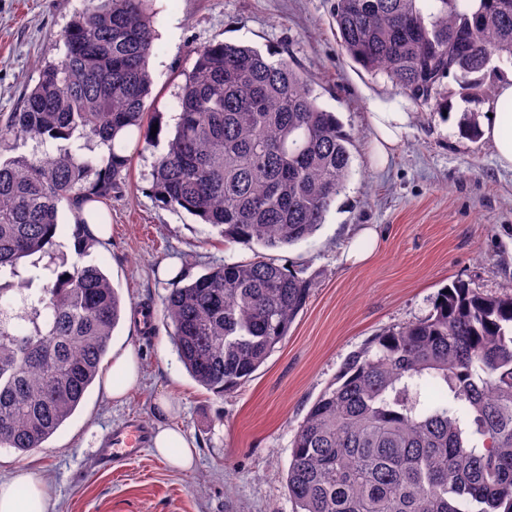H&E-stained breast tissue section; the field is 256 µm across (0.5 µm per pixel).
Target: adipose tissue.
Instances as JSON below:
<instances>
[{"label":"adipose tissue","instance_id":"adipose-tissue-1","mask_svg":"<svg viewBox=\"0 0 512 512\" xmlns=\"http://www.w3.org/2000/svg\"><path fill=\"white\" fill-rule=\"evenodd\" d=\"M512 99V69L499 75L493 94L482 100L480 131L484 141L494 149L499 166L512 171V134H505V127H512V113L500 109L502 101ZM408 115L396 110L379 109L371 115L374 133V155L380 163H387L394 148L400 143ZM112 382L107 387L110 398L118 400L138 385L140 365L133 349L113 353ZM153 447L157 455L173 466L187 469L195 461L194 440L182 429L165 424L158 425ZM53 502L44 481L21 472L11 480L0 482V512H51Z\"/></svg>","mask_w":512,"mask_h":512}]
</instances>
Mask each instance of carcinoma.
Instances as JSON below:
<instances>
[{
	"label": "carcinoma",
	"mask_w": 512,
	"mask_h": 512,
	"mask_svg": "<svg viewBox=\"0 0 512 512\" xmlns=\"http://www.w3.org/2000/svg\"><path fill=\"white\" fill-rule=\"evenodd\" d=\"M342 50L422 107L493 92L512 65V0H335ZM62 58L39 68L0 134L35 143L0 159V448H40L99 377L122 300L76 222L67 263L58 205L109 200L129 146L148 140L147 0H83ZM179 117L150 191L224 239L259 246L164 302L180 362L222 396L288 337L309 283L270 252L312 237L351 177L349 138L290 60L217 42L194 51ZM110 146L109 157L96 147ZM48 258L26 276L21 259ZM71 268H66V265ZM39 288H32L34 281ZM295 512H512V296L455 281L428 317L353 352L298 426L287 474Z\"/></svg>",
	"instance_id": "carcinoma-1"
}]
</instances>
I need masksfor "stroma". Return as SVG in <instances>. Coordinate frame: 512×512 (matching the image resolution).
I'll list each match as a JSON object with an SVG mask.
<instances>
[{
  "instance_id": "stroma-1",
  "label": "stroma",
  "mask_w": 512,
  "mask_h": 512,
  "mask_svg": "<svg viewBox=\"0 0 512 512\" xmlns=\"http://www.w3.org/2000/svg\"><path fill=\"white\" fill-rule=\"evenodd\" d=\"M331 4L151 0L156 49L147 122L157 131L132 154L130 176L106 207L110 238L88 255L126 304L111 345L138 354L141 385L113 401L97 380L44 447L0 448V476L26 470L45 480L55 512H294L285 487L294 433L351 353L428 316L452 282L512 295V171L498 166L489 143L461 133L480 116L477 100H462L451 80L446 112L416 111L399 89L342 53ZM80 7V0H0V116L19 107L42 61L63 56L60 33ZM221 41L297 63L350 137L352 175L320 230L275 253L311 284L287 339L250 381L220 398L188 375L163 318L146 329L131 312L161 309L177 275L195 277L255 254L187 212L159 206L148 191L174 130L181 74L192 69L195 49ZM377 107L412 115L382 170L371 160L369 114ZM366 224L379 231L374 254L350 265L343 252ZM133 416L183 428L197 445L194 469H173L150 448L110 471L96 468L101 436Z\"/></svg>"
}]
</instances>
